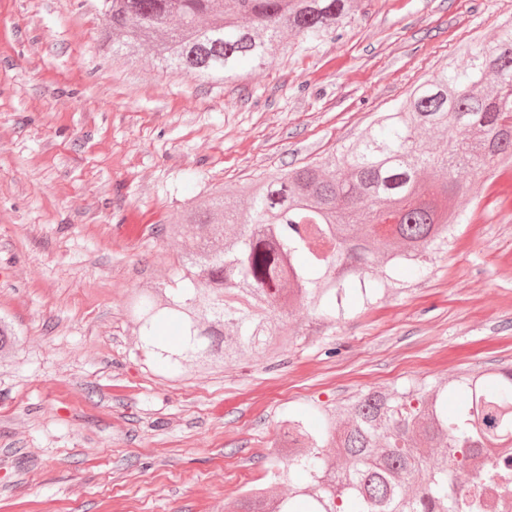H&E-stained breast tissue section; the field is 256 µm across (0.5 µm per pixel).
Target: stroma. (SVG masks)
<instances>
[{"label": "stroma", "mask_w": 512, "mask_h": 512, "mask_svg": "<svg viewBox=\"0 0 512 512\" xmlns=\"http://www.w3.org/2000/svg\"><path fill=\"white\" fill-rule=\"evenodd\" d=\"M99 0H0V512H225L263 482L283 417L361 390L512 368V177L470 173L467 221L293 347L172 376L127 313L169 287L167 220L218 188L334 154L512 22V0H356L339 37L292 36L232 84L100 46Z\"/></svg>", "instance_id": "1"}]
</instances>
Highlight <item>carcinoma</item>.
<instances>
[{
    "mask_svg": "<svg viewBox=\"0 0 512 512\" xmlns=\"http://www.w3.org/2000/svg\"><path fill=\"white\" fill-rule=\"evenodd\" d=\"M352 0H101L102 47L205 84L234 83L243 63L267 65L284 34L318 43L343 25ZM449 134L438 147L422 132ZM512 169V27L463 70L418 85L374 129L321 160L218 189L169 218L177 251L169 288L128 298L142 349L172 373L209 368L273 340L270 313L308 300L343 316L377 290L376 253L419 271L448 245L457 216L441 218L421 173ZM390 212L397 223L377 230ZM16 336L0 319V355ZM459 402L448 411V394ZM271 477H303L277 500L252 488L233 512H499L512 495V368L466 372L430 394L417 384L361 392L310 415H290L272 446ZM472 480L459 488L454 471Z\"/></svg>",
    "mask_w": 512,
    "mask_h": 512,
    "instance_id": "cac0c4a2",
    "label": "carcinoma"
}]
</instances>
